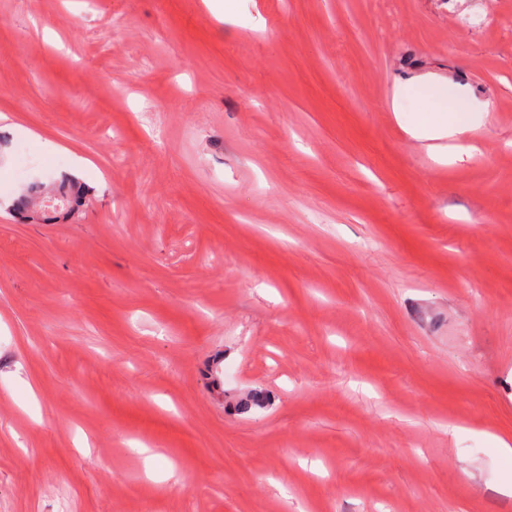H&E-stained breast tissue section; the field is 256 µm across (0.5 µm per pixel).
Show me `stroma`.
<instances>
[{
	"mask_svg": "<svg viewBox=\"0 0 512 512\" xmlns=\"http://www.w3.org/2000/svg\"><path fill=\"white\" fill-rule=\"evenodd\" d=\"M0 113V512H512V0H0ZM461 86L446 78L425 75L397 88L395 98L416 95L423 104L437 109V113L410 130L416 139L441 141L458 138L476 129L473 109ZM55 191L63 200L69 201L75 208L88 205L87 201V188L81 184L74 182L72 179H65ZM66 198V199H64Z\"/></svg>",
	"mask_w": 512,
	"mask_h": 512,
	"instance_id": "1",
	"label": "stroma"
}]
</instances>
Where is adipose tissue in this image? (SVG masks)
<instances>
[{"label": "adipose tissue", "instance_id": "adipose-tissue-1", "mask_svg": "<svg viewBox=\"0 0 512 512\" xmlns=\"http://www.w3.org/2000/svg\"><path fill=\"white\" fill-rule=\"evenodd\" d=\"M395 95L399 98L415 95L422 98L424 105L435 108L434 116L411 131L414 138L428 141L431 154H447V140L472 133L476 128L467 97L451 80L425 75L397 88Z\"/></svg>", "mask_w": 512, "mask_h": 512}]
</instances>
